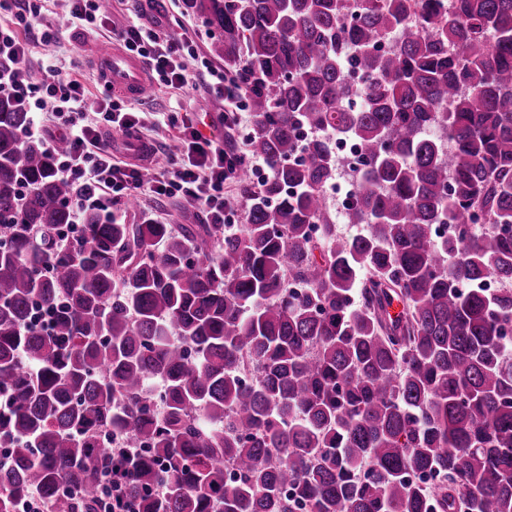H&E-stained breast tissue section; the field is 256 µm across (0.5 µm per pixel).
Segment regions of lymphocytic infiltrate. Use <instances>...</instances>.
I'll list each match as a JSON object with an SVG mask.
<instances>
[{
    "instance_id": "obj_1",
    "label": "lymphocytic infiltrate",
    "mask_w": 512,
    "mask_h": 512,
    "mask_svg": "<svg viewBox=\"0 0 512 512\" xmlns=\"http://www.w3.org/2000/svg\"><path fill=\"white\" fill-rule=\"evenodd\" d=\"M0 9L9 14L8 21L0 23V62L8 65L7 71H0V82L26 101L32 134L50 147L66 142V151L55 157V167L74 186L75 219H82L85 207L93 203L104 206L110 215L128 197L180 196L211 223H234L224 187L236 177L239 156L227 148L222 136L182 124L178 153L153 178H144L138 166L114 157L104 133L115 129L126 136L142 135L145 119L125 111L108 93L97 112H87L83 85L61 75L54 65H46L41 79H34L27 65L31 40L48 46L58 42V33L45 24L38 0H0ZM117 39L126 52L144 61L158 87L180 89L203 79L207 92L224 101L225 125L236 123L243 109L241 86L200 56L187 34L132 23L118 31Z\"/></svg>"
}]
</instances>
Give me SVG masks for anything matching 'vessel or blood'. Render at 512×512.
I'll return each mask as SVG.
<instances>
[{
  "mask_svg": "<svg viewBox=\"0 0 512 512\" xmlns=\"http://www.w3.org/2000/svg\"><path fill=\"white\" fill-rule=\"evenodd\" d=\"M94 65L103 83L122 96L139 100L151 93L145 64L115 44L94 49Z\"/></svg>",
  "mask_w": 512,
  "mask_h": 512,
  "instance_id": "b4317fda",
  "label": "vessel or blood"
}]
</instances>
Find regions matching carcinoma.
<instances>
[{
    "mask_svg": "<svg viewBox=\"0 0 512 512\" xmlns=\"http://www.w3.org/2000/svg\"><path fill=\"white\" fill-rule=\"evenodd\" d=\"M185 9L267 167L233 232L95 207L64 240L73 188L0 87V512H99L114 469L139 512H512V0Z\"/></svg>",
    "mask_w": 512,
    "mask_h": 512,
    "instance_id": "cac0c4a2",
    "label": "carcinoma"
}]
</instances>
